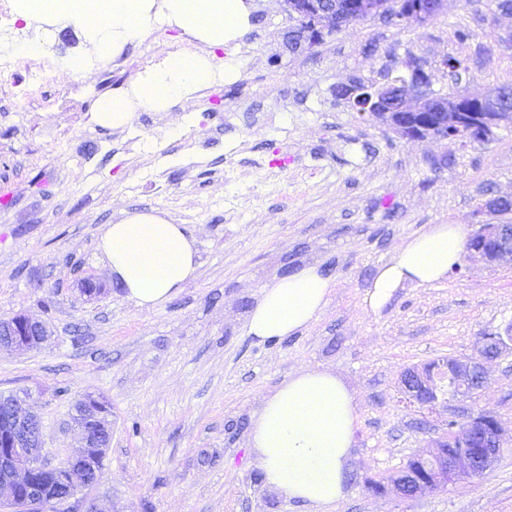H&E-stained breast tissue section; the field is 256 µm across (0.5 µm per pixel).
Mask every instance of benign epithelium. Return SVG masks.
<instances>
[{"label":"benign epithelium","instance_id":"benign-epithelium-1","mask_svg":"<svg viewBox=\"0 0 512 512\" xmlns=\"http://www.w3.org/2000/svg\"><path fill=\"white\" fill-rule=\"evenodd\" d=\"M284 11L301 29L308 48L318 37L368 16L385 15L398 25L424 24L438 16L446 0H281ZM399 74L381 84L351 79L343 85V100L361 117H368L409 143L455 138L468 124L489 143L496 131L512 126V110L501 106L505 90L489 95L462 94L452 99L431 90L432 74L426 62L408 52L396 62ZM512 203L497 197L486 203L490 216L471 238L470 261L486 265L512 261V224L501 222V209ZM43 322L26 314L0 320V348L30 350L46 340ZM512 350V324L483 337L480 355L496 358ZM481 362L476 358H442L404 370L401 393L409 404L436 412L445 395L468 397L484 386ZM32 393L25 391L0 405V506L21 512H49L53 504L74 497L80 488L95 484L105 455L100 431L104 427L105 399L93 394L72 409L83 445L64 463L47 459L42 426ZM465 430L445 431L431 454L418 456L390 477L403 498H415L440 485L478 478L497 461L506 438L497 418L482 411L462 422Z\"/></svg>","mask_w":512,"mask_h":512}]
</instances>
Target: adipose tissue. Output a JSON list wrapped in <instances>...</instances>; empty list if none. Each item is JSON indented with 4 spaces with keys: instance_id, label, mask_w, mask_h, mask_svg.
<instances>
[{
    "instance_id": "1",
    "label": "adipose tissue",
    "mask_w": 512,
    "mask_h": 512,
    "mask_svg": "<svg viewBox=\"0 0 512 512\" xmlns=\"http://www.w3.org/2000/svg\"><path fill=\"white\" fill-rule=\"evenodd\" d=\"M53 14L96 40L104 55H119L146 39L156 25L178 28L201 45L141 72L131 87L102 100L97 125L118 130L142 111L162 112L198 99L230 66L217 55L251 21V0H52ZM467 227L432 224L407 239L379 265L363 306L381 313L399 289L443 281L462 259ZM98 247L115 281L136 305L154 309L192 280L198 257L186 228L155 212L125 213L105 225ZM331 282L318 267H302L265 284L247 324L257 342L296 334L319 319ZM358 416L354 394L329 369L291 373L253 414L249 446L265 484L312 512H331L348 495L347 473Z\"/></svg>"
}]
</instances>
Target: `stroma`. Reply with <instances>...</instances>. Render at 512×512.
<instances>
[{"instance_id":"35a3bbf8","label":"stroma","mask_w":512,"mask_h":512,"mask_svg":"<svg viewBox=\"0 0 512 512\" xmlns=\"http://www.w3.org/2000/svg\"><path fill=\"white\" fill-rule=\"evenodd\" d=\"M497 3L447 0L422 25L374 16L310 49L293 46L280 0H253L249 28L223 51L235 71L221 104L208 90L121 131L93 122L96 103L165 57L194 53V42L165 25L112 59L72 23H32L53 34L51 52L0 76V318L27 314L50 336L34 350L0 349V393L34 394L54 465L81 445L76 398L102 394L112 411L99 482L56 512L92 502L106 512H310L263 486L248 448L253 410L303 365L336 371L360 401L349 494L335 512H512V446L482 477L413 499L365 486L428 454L445 421L486 410L512 433V354L485 361L483 388L438 413L400 400L405 369L477 356L482 336L512 323V263L463 260L440 283L399 290L381 314L361 306L404 240L432 224L476 232L485 203L512 196V127L489 144H412L336 95L353 78L381 83L408 52L443 94L512 84V14ZM69 53L89 67H68ZM451 57L466 66L456 79L443 67ZM282 144L284 169L271 164ZM228 155L246 180L225 182ZM125 210L160 213L195 240V278L151 310L113 281L98 248L102 226ZM307 265L331 280L324 313L256 343L247 317L261 288ZM86 279L103 293L81 294Z\"/></svg>"}]
</instances>
